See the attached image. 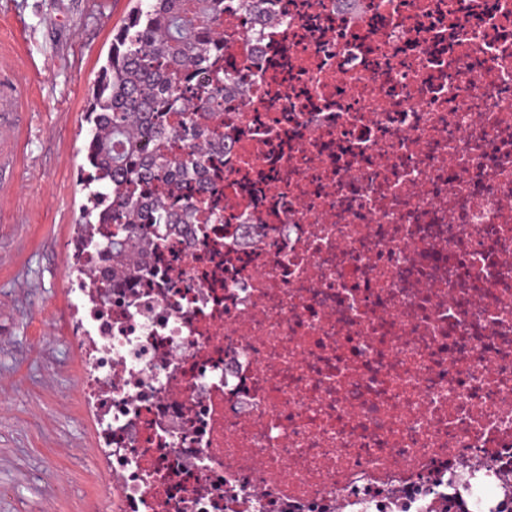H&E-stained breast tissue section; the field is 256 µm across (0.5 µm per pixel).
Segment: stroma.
<instances>
[{
    "instance_id": "1",
    "label": "stroma",
    "mask_w": 512,
    "mask_h": 512,
    "mask_svg": "<svg viewBox=\"0 0 512 512\" xmlns=\"http://www.w3.org/2000/svg\"><path fill=\"white\" fill-rule=\"evenodd\" d=\"M138 0H0V512H98L94 429L78 353L51 323L70 310L71 243L91 87Z\"/></svg>"
}]
</instances>
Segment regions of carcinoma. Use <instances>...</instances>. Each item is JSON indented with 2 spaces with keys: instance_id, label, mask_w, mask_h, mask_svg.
Instances as JSON below:
<instances>
[{
  "instance_id": "carcinoma-1",
  "label": "carcinoma",
  "mask_w": 512,
  "mask_h": 512,
  "mask_svg": "<svg viewBox=\"0 0 512 512\" xmlns=\"http://www.w3.org/2000/svg\"><path fill=\"white\" fill-rule=\"evenodd\" d=\"M118 28L107 65L95 77L86 110L87 203L79 224H110L100 245L111 263L98 272L115 282L144 273V227L208 224L204 193L185 195L178 177L203 167L205 123L219 98L240 81L224 69V27L232 7L267 10L266 0H139Z\"/></svg>"
}]
</instances>
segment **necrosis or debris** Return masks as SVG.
Masks as SVG:
<instances>
[{"label":"necrosis or debris","mask_w":512,"mask_h":512,"mask_svg":"<svg viewBox=\"0 0 512 512\" xmlns=\"http://www.w3.org/2000/svg\"><path fill=\"white\" fill-rule=\"evenodd\" d=\"M234 9L146 276L70 288L100 512H512V0Z\"/></svg>","instance_id":"obj_1"}]
</instances>
